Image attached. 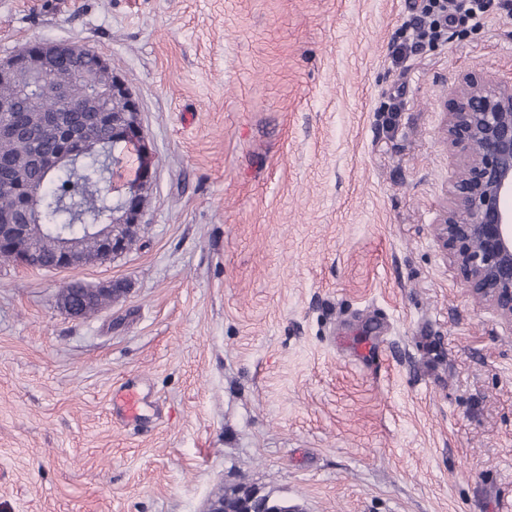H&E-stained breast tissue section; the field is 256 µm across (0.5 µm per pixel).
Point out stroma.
Listing matches in <instances>:
<instances>
[{
	"mask_svg": "<svg viewBox=\"0 0 512 512\" xmlns=\"http://www.w3.org/2000/svg\"><path fill=\"white\" fill-rule=\"evenodd\" d=\"M414 0H0V60L94 49L156 160L139 241L0 266V512H512V329L433 235L450 88L512 72L487 0L403 64ZM127 284L89 319L64 283ZM143 416L112 415L128 380ZM62 238H64V236H62ZM83 261L80 254L79 237H65L60 242L50 268L60 271L68 270ZM217 501L224 504L223 512H245L249 508L259 512H301L297 505L270 500L242 485L226 489L224 494L217 496Z\"/></svg>",
	"mask_w": 512,
	"mask_h": 512,
	"instance_id": "stroma-1",
	"label": "stroma"
}]
</instances>
